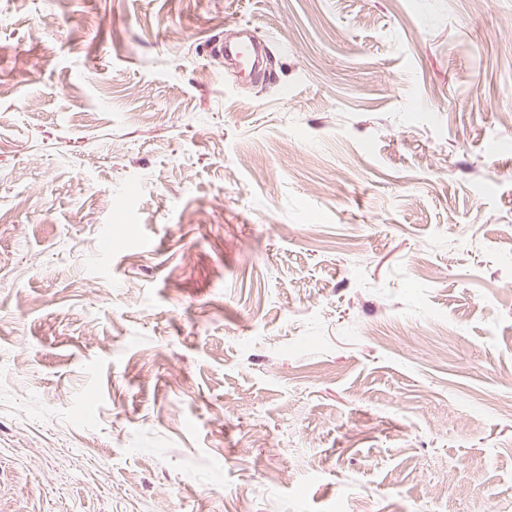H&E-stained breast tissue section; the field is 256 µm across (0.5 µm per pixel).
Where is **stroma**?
Instances as JSON below:
<instances>
[{"label":"stroma","mask_w":512,"mask_h":512,"mask_svg":"<svg viewBox=\"0 0 512 512\" xmlns=\"http://www.w3.org/2000/svg\"><path fill=\"white\" fill-rule=\"evenodd\" d=\"M510 114L512 0H0V512H512ZM214 49L219 54H225L237 66L245 68L246 70H253L257 67L263 54L268 49L267 41L258 36H250L245 41H238L234 43H220L214 46Z\"/></svg>","instance_id":"1"}]
</instances>
